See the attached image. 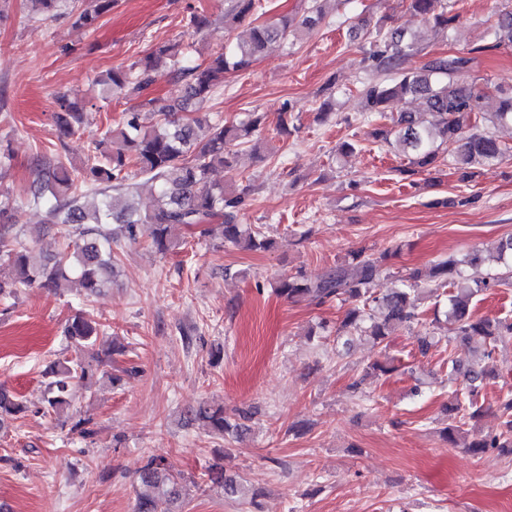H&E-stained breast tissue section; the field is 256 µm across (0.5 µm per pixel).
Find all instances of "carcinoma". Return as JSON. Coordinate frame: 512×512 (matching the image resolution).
<instances>
[{
    "label": "carcinoma",
    "mask_w": 512,
    "mask_h": 512,
    "mask_svg": "<svg viewBox=\"0 0 512 512\" xmlns=\"http://www.w3.org/2000/svg\"><path fill=\"white\" fill-rule=\"evenodd\" d=\"M33 15L52 16L63 12L72 28L89 32L99 18L112 10L114 0H28ZM406 8L421 17L437 35L448 36L460 21L451 0H405ZM262 9L260 0H234L224 12V25L230 29ZM325 20L319 0H311L302 19L282 17L275 22L249 27L247 34L230 42L197 65L184 64L181 43L159 46L126 68L108 71L100 81L107 96L133 97L140 107L124 112L122 121L108 127L92 142L87 162L75 166L58 153H44L37 159L38 179L30 189L27 203L44 208V223L63 239V250L39 260L33 250L18 244L13 235L17 201L0 192V266L11 275L0 277V297H14L22 288L39 284L46 288L76 285L85 297L97 294L112 277L118 254L112 245L121 240L146 242L161 254L175 246L173 231L196 227L202 236L219 232L221 242L240 251H268L271 239L260 229L236 223L238 212L252 195L251 184H239L229 190L211 180L217 169L232 172L238 162V147L250 144L251 151L262 157L261 144L253 141L266 116L250 112L235 125L212 120L206 112H195L196 103L211 97L224 85V76L243 70L268 44L308 34ZM498 45L512 46V10L500 14L494 27ZM422 54L426 61L418 69L404 67L406 58ZM372 78L363 84L361 98L365 119H383L392 114V126L374 129L377 140L397 146L408 158L400 169L406 175L428 170L449 157L463 176L472 170L502 163L512 158V144L498 135L479 129V121L490 119L494 125L512 131V87L498 86L492 91L478 89L457 76L470 59L457 54L431 53L415 34L400 28H378L366 51ZM172 68L184 92L178 101L162 104L149 97L153 73L161 66ZM420 100L430 119L418 112H408L406 104ZM150 107L160 120L148 128L141 120L142 107ZM179 112L192 116L181 119ZM53 122L60 145L73 137L85 122L84 106L75 101L60 103ZM148 177L156 195L151 207L140 209L133 203L137 194L134 174ZM496 261L503 270L488 281L458 292H448V340L468 342L480 338L485 348L496 349L512 341V321L488 316L477 317L472 299L481 291L509 285L512 280V237L496 247ZM388 255L356 252L319 278L302 274L276 281L273 291L289 300L317 305L340 300L350 304L336 327V343L348 346L356 337H366L373 344L388 347L389 338L400 329H411L422 321L420 295L435 296L462 278L461 266L482 262L475 249L457 260L450 258L424 273L415 269L404 278V287L377 295L372 283L384 272ZM101 325L83 311H76L65 328V336L80 353L96 346ZM452 371L463 376L465 389H454L445 407L448 427L444 437L455 441L459 423L475 422L483 415L477 405L479 388L486 373L474 367L463 369L452 363ZM47 383L46 412L59 414L69 408L75 387L90 388L93 370L80 359L56 360L45 370ZM499 411L502 431L498 435L473 439L467 447L474 452L498 448L512 453V395L501 399ZM26 412L15 395L0 388V423ZM195 418L225 436L241 432L242 421L230 423L224 408L201 405ZM208 480L224 486V493L234 496L239 484L236 476L221 463L210 465ZM141 490L136 512H155L156 500L167 497L177 501L182 496L181 478L173 475L161 458H150L139 474Z\"/></svg>",
    "instance_id": "1"
}]
</instances>
